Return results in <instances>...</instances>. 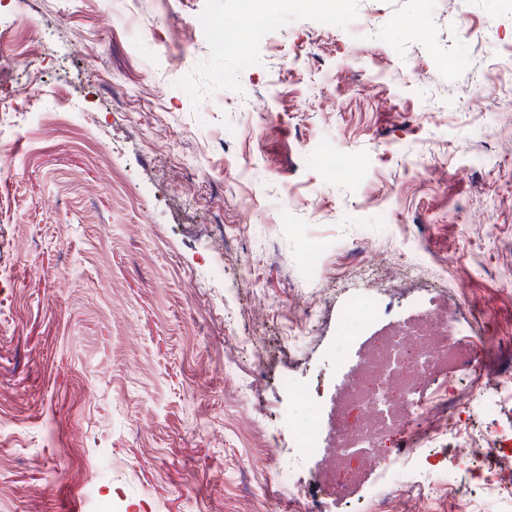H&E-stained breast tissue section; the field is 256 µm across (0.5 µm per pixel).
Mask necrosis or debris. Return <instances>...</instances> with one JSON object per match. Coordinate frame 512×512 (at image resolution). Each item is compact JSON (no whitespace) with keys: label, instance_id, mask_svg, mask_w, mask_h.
<instances>
[{"label":"necrosis or debris","instance_id":"necrosis-or-debris-1","mask_svg":"<svg viewBox=\"0 0 512 512\" xmlns=\"http://www.w3.org/2000/svg\"><path fill=\"white\" fill-rule=\"evenodd\" d=\"M349 308L373 326L365 340L366 360L348 370L343 353H336L344 372L329 423L289 421L294 445L279 454L292 472L317 455L326 463L321 480H292L286 486L297 512H323L326 498L345 497L369 458L379 467L370 512H402L407 504L411 512H431L441 494L452 491L460 463L491 456L512 460V441L501 433L493 435L492 452L483 435L448 423L449 413L473 405L483 384H495L512 398V375L491 365L494 354L512 344L511 336L478 327L462 334L453 318L425 305L412 318L384 324L375 301L354 299ZM450 437L457 441L455 459L435 467L415 465L418 456L437 455Z\"/></svg>","mask_w":512,"mask_h":512}]
</instances>
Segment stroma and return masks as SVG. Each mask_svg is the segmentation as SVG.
I'll return each mask as SVG.
<instances>
[{
	"mask_svg": "<svg viewBox=\"0 0 512 512\" xmlns=\"http://www.w3.org/2000/svg\"><path fill=\"white\" fill-rule=\"evenodd\" d=\"M196 18L208 30L165 70L169 30ZM33 31L45 55L25 54ZM0 53L19 59L0 111L31 115L0 150V512H289L267 451L292 444L282 415L314 409L277 383L335 396L329 351L371 293L370 252L426 262L379 296L388 319L431 288L512 329V0H346L327 28L307 0H258L248 21L237 0H0ZM414 61L425 88L396 79ZM199 224L222 232L223 269ZM323 288L311 339L283 349L296 294ZM255 300L262 327L241 314ZM234 336L262 337L266 365ZM229 371L262 378L252 410ZM280 388L288 395L304 401H315V397L318 395V392L313 391L304 379H296L291 374L281 378Z\"/></svg>",
	"mask_w": 512,
	"mask_h": 512,
	"instance_id": "stroma-1",
	"label": "stroma"
}]
</instances>
